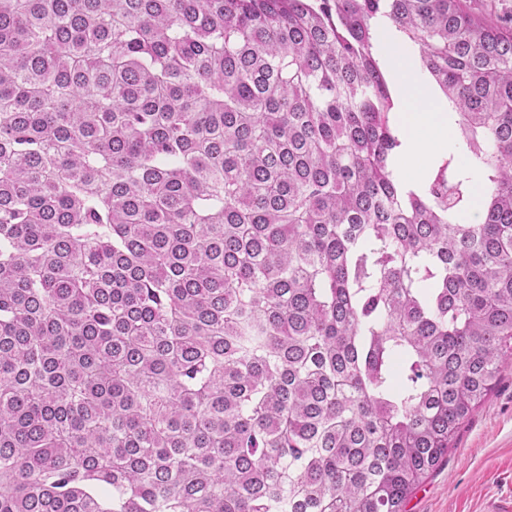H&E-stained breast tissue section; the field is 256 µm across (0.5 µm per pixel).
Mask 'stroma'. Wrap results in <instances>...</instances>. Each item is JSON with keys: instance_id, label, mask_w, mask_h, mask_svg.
I'll return each instance as SVG.
<instances>
[{"instance_id": "obj_1", "label": "stroma", "mask_w": 512, "mask_h": 512, "mask_svg": "<svg viewBox=\"0 0 512 512\" xmlns=\"http://www.w3.org/2000/svg\"><path fill=\"white\" fill-rule=\"evenodd\" d=\"M512 502V362L463 422L447 458L413 493L407 512H497Z\"/></svg>"}]
</instances>
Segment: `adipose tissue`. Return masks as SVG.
Returning a JSON list of instances; mask_svg holds the SVG:
<instances>
[{
	"mask_svg": "<svg viewBox=\"0 0 512 512\" xmlns=\"http://www.w3.org/2000/svg\"><path fill=\"white\" fill-rule=\"evenodd\" d=\"M377 41L386 45V67L398 84L401 107L396 114L412 158L424 159L442 147L451 137L445 108L437 100L415 64L402 53L391 49V33L386 26L376 29Z\"/></svg>",
	"mask_w": 512,
	"mask_h": 512,
	"instance_id": "obj_1",
	"label": "adipose tissue"
}]
</instances>
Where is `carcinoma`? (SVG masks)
Returning <instances> with one entry per match:
<instances>
[{
    "label": "carcinoma",
    "mask_w": 512,
    "mask_h": 512,
    "mask_svg": "<svg viewBox=\"0 0 512 512\" xmlns=\"http://www.w3.org/2000/svg\"><path fill=\"white\" fill-rule=\"evenodd\" d=\"M380 19L480 224L399 175ZM511 360V27L0 0V512H405Z\"/></svg>",
    "instance_id": "cac0c4a2"
}]
</instances>
